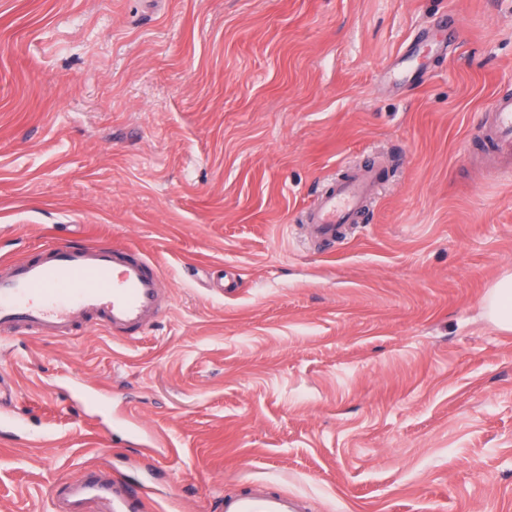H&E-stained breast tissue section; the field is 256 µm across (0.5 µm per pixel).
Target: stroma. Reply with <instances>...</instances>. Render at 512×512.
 Listing matches in <instances>:
<instances>
[{
	"label": "stroma",
	"mask_w": 512,
	"mask_h": 512,
	"mask_svg": "<svg viewBox=\"0 0 512 512\" xmlns=\"http://www.w3.org/2000/svg\"><path fill=\"white\" fill-rule=\"evenodd\" d=\"M444 15L461 36L423 83L387 82ZM504 92L512 0H0V258L78 234L172 291L140 339L0 353V512H52L104 459L154 512L258 480L309 512H512V332L483 308L512 273V180L476 135ZM377 155V205L311 248L320 182Z\"/></svg>",
	"instance_id": "stroma-1"
}]
</instances>
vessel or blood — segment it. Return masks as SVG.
<instances>
[{
  "label": "vessel or blood",
  "mask_w": 512,
  "mask_h": 512,
  "mask_svg": "<svg viewBox=\"0 0 512 512\" xmlns=\"http://www.w3.org/2000/svg\"><path fill=\"white\" fill-rule=\"evenodd\" d=\"M459 32L443 17L434 32H423L400 52L388 77L416 84L423 73L417 64L420 47L429 39L445 45ZM481 141L498 158V171L512 177V94L496 97L479 119ZM382 182L372 166L352 169L332 183L302 214L304 223L322 238H332L343 224L357 223ZM158 265L142 251L111 243L90 244L74 238L50 243L34 254L0 260V334L68 338L104 328L114 338L135 340L148 333L165 313L168 296ZM64 499L68 512H147L146 493L102 467L88 470L52 492ZM219 512H303L300 500L260 482L217 499Z\"/></svg>",
  "instance_id": "obj_1"
}]
</instances>
